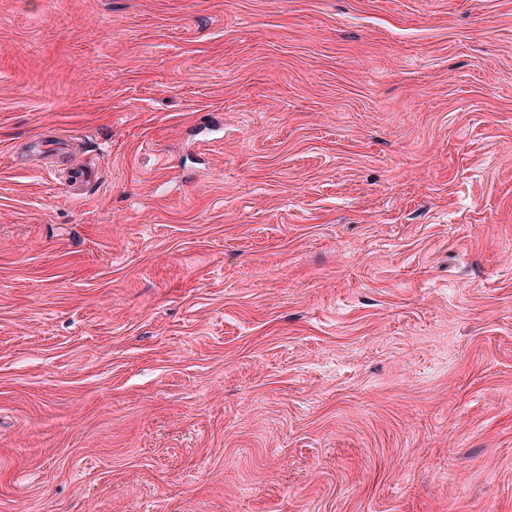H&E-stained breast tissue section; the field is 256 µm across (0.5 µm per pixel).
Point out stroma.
<instances>
[{
	"label": "stroma",
	"mask_w": 512,
	"mask_h": 512,
	"mask_svg": "<svg viewBox=\"0 0 512 512\" xmlns=\"http://www.w3.org/2000/svg\"><path fill=\"white\" fill-rule=\"evenodd\" d=\"M0 512H512V0H0Z\"/></svg>",
	"instance_id": "obj_1"
}]
</instances>
